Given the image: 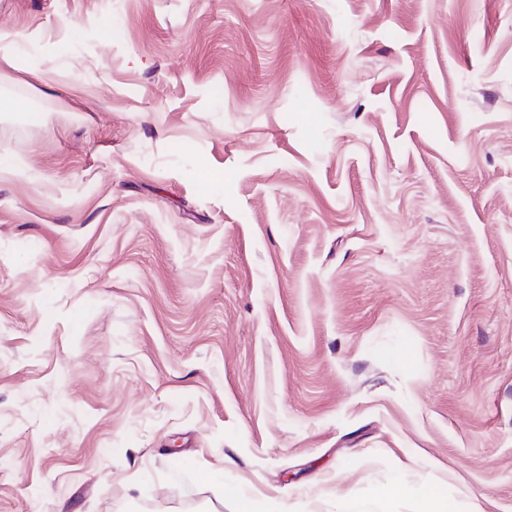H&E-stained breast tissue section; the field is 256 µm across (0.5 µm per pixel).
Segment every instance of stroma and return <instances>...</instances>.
Instances as JSON below:
<instances>
[{
    "instance_id": "35a3bbf8",
    "label": "stroma",
    "mask_w": 512,
    "mask_h": 512,
    "mask_svg": "<svg viewBox=\"0 0 512 512\" xmlns=\"http://www.w3.org/2000/svg\"><path fill=\"white\" fill-rule=\"evenodd\" d=\"M1 32L0 512H512V0Z\"/></svg>"
}]
</instances>
